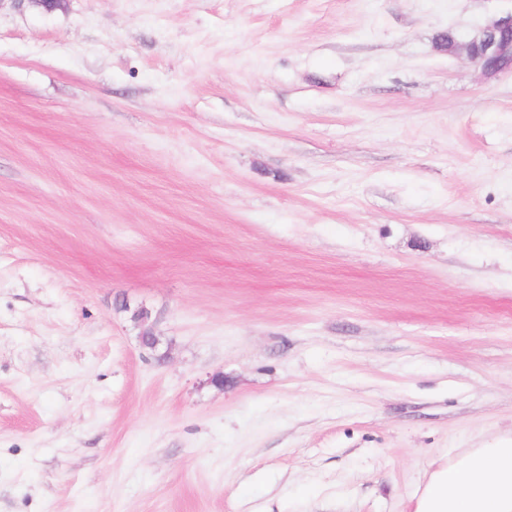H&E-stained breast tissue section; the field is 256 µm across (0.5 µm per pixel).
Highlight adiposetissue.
I'll list each match as a JSON object with an SVG mask.
<instances>
[{
	"label": "adipose tissue",
	"instance_id": "1",
	"mask_svg": "<svg viewBox=\"0 0 512 512\" xmlns=\"http://www.w3.org/2000/svg\"><path fill=\"white\" fill-rule=\"evenodd\" d=\"M415 499L414 512H512V435L456 452Z\"/></svg>",
	"mask_w": 512,
	"mask_h": 512
}]
</instances>
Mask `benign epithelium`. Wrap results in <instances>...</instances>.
Wrapping results in <instances>:
<instances>
[{"instance_id":"benign-epithelium-1","label":"benign epithelium","mask_w":512,"mask_h":512,"mask_svg":"<svg viewBox=\"0 0 512 512\" xmlns=\"http://www.w3.org/2000/svg\"><path fill=\"white\" fill-rule=\"evenodd\" d=\"M452 53L465 54L486 75L512 71V13L462 36L453 43Z\"/></svg>"}]
</instances>
